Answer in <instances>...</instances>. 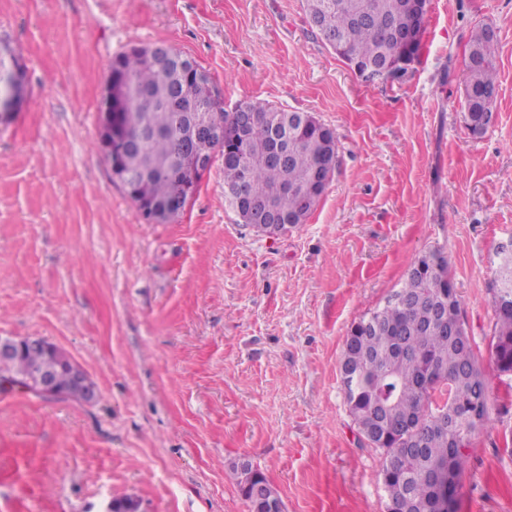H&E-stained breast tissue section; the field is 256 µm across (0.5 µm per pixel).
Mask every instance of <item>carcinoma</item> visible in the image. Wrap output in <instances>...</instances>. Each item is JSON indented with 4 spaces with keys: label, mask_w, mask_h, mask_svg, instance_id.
I'll return each mask as SVG.
<instances>
[{
    "label": "carcinoma",
    "mask_w": 512,
    "mask_h": 512,
    "mask_svg": "<svg viewBox=\"0 0 512 512\" xmlns=\"http://www.w3.org/2000/svg\"><path fill=\"white\" fill-rule=\"evenodd\" d=\"M309 25L323 43L338 41L348 66L370 67L399 60L408 43L396 32L422 26L423 14L413 15L409 0H304ZM487 24L471 28L464 42L465 120L474 136L488 130L485 115L496 111L497 37ZM173 60L161 67L149 59V48H134L112 61V72L127 77L130 87L119 112L125 130L138 136L123 159L139 176L135 192L152 200L173 218L184 208L193 184L188 168L177 161L186 149L191 104L210 113L217 89L198 81L180 65L187 56L171 51ZM237 109L250 113L254 129L237 142L201 144L209 153L224 155V187L236 186L243 170L250 172L253 207L243 224L264 223L265 205L276 211L281 232L305 222L321 200L338 162L332 128L303 125V113L248 100ZM219 120L231 125L235 113ZM288 132L280 162L265 159L270 129ZM402 305L387 303L354 323L344 343V367L353 384L344 388L349 413L375 447L381 449V475L388 478L389 512H442L438 473L447 469L461 479L466 439L489 426L487 380L475 349L464 345L450 329L463 316L461 302L448 278V258L439 249L411 263L400 287ZM493 348L497 368L512 372V292L493 290ZM69 357L60 349L45 354L28 350L0 366V378L20 379L37 369L49 371L59 388L70 387ZM239 491L252 495L262 484L269 497L277 492L265 475L247 462L231 465Z\"/></svg>",
    "instance_id": "carcinoma-1"
}]
</instances>
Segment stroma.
Listing matches in <instances>:
<instances>
[{
  "label": "stroma",
  "instance_id": "1",
  "mask_svg": "<svg viewBox=\"0 0 512 512\" xmlns=\"http://www.w3.org/2000/svg\"><path fill=\"white\" fill-rule=\"evenodd\" d=\"M498 38L497 121L464 120L463 35ZM164 43L225 111L251 99L334 129L338 166L304 224L237 223L215 159L173 222L145 221L99 145L112 61ZM25 68L0 123V336H39L93 399L0 392V512H249L247 461L283 512H386L383 456L340 379L351 325L441 249L488 382L458 512H512V374L492 345L499 244L512 239V0H430L423 54L368 81L311 29L303 0H0ZM231 472L233 473L236 484L239 488V491L242 495H252L253 489L260 484H264V490L267 491L269 497L278 501L282 504L281 499L275 497L277 492L273 489V487L268 483L265 475L253 469L252 466L247 462H237L231 465Z\"/></svg>",
  "mask_w": 512,
  "mask_h": 512
}]
</instances>
